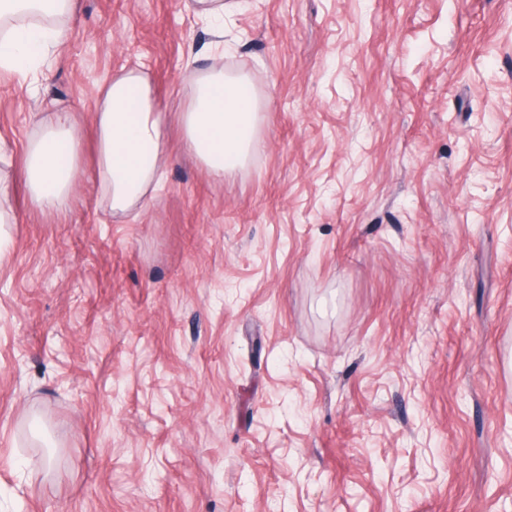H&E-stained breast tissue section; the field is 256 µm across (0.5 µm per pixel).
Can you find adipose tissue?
<instances>
[{"label": "adipose tissue", "mask_w": 512, "mask_h": 512, "mask_svg": "<svg viewBox=\"0 0 512 512\" xmlns=\"http://www.w3.org/2000/svg\"><path fill=\"white\" fill-rule=\"evenodd\" d=\"M74 0H0V70L38 73L62 36L58 19ZM187 106L179 115L187 150L215 178L241 169L257 143L259 99L248 80L212 68L185 79ZM25 153L31 201L44 212L64 211L81 173V137L67 112H41ZM165 110L142 72L113 76L95 113L97 167L108 209L124 217L145 208L162 182Z\"/></svg>", "instance_id": "1"}]
</instances>
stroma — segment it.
I'll use <instances>...</instances> for the list:
<instances>
[{
    "label": "stroma",
    "instance_id": "1",
    "mask_svg": "<svg viewBox=\"0 0 512 512\" xmlns=\"http://www.w3.org/2000/svg\"><path fill=\"white\" fill-rule=\"evenodd\" d=\"M76 0L36 84L0 74V512H512V0ZM262 101L218 180L184 78ZM139 66L161 187L113 218L94 113ZM72 113L68 209L31 203ZM197 14L203 17L219 34L224 31V19L241 6L242 0H196ZM25 153L31 201L43 212H62L81 174V137L69 112H39ZM67 160L64 164L66 155Z\"/></svg>",
    "mask_w": 512,
    "mask_h": 512
}]
</instances>
